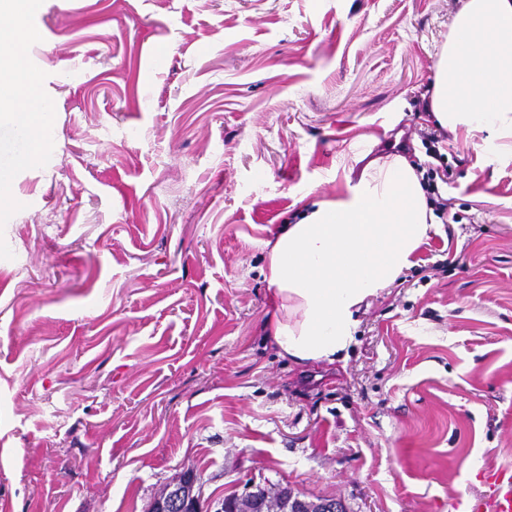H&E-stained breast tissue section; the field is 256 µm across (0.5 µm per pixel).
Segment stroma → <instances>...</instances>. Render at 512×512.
<instances>
[{"instance_id": "35a3bbf8", "label": "stroma", "mask_w": 512, "mask_h": 512, "mask_svg": "<svg viewBox=\"0 0 512 512\" xmlns=\"http://www.w3.org/2000/svg\"><path fill=\"white\" fill-rule=\"evenodd\" d=\"M54 142L0 210V512H151L192 474L346 512H454L512 467V161L426 106L460 0H39ZM457 224L346 360L262 329L269 240L364 159L426 162Z\"/></svg>"}]
</instances>
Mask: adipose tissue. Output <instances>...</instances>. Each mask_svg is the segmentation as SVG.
Wrapping results in <instances>:
<instances>
[{
    "label": "adipose tissue",
    "instance_id": "obj_1",
    "mask_svg": "<svg viewBox=\"0 0 512 512\" xmlns=\"http://www.w3.org/2000/svg\"><path fill=\"white\" fill-rule=\"evenodd\" d=\"M442 127L494 130L512 153V0H461L428 105ZM53 136L40 82L22 53L0 56V208L15 169ZM422 176L400 154L370 160L346 191L319 200L269 244L275 308L265 329L294 364L335 362L355 341L370 298L416 264L432 229Z\"/></svg>",
    "mask_w": 512,
    "mask_h": 512
}]
</instances>
